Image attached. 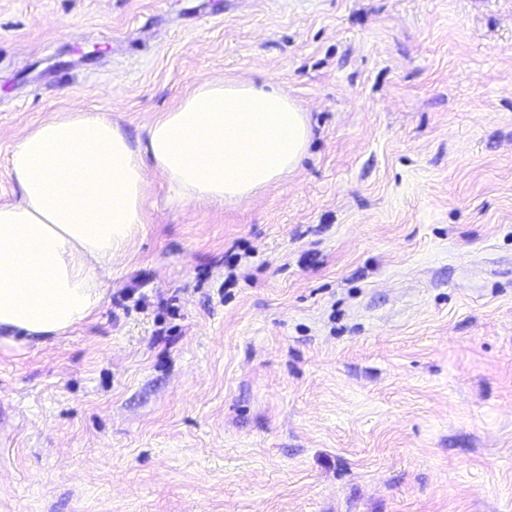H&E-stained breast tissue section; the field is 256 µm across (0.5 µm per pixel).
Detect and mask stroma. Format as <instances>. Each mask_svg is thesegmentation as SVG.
Returning a JSON list of instances; mask_svg holds the SVG:
<instances>
[{
    "mask_svg": "<svg viewBox=\"0 0 512 512\" xmlns=\"http://www.w3.org/2000/svg\"><path fill=\"white\" fill-rule=\"evenodd\" d=\"M301 168L145 226L97 315L0 346V512H512V0H0L6 158L210 78Z\"/></svg>",
    "mask_w": 512,
    "mask_h": 512,
    "instance_id": "35a3bbf8",
    "label": "stroma"
}]
</instances>
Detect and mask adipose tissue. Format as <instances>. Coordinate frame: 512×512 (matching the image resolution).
Segmentation results:
<instances>
[{
	"instance_id": "1",
	"label": "adipose tissue",
	"mask_w": 512,
	"mask_h": 512,
	"mask_svg": "<svg viewBox=\"0 0 512 512\" xmlns=\"http://www.w3.org/2000/svg\"><path fill=\"white\" fill-rule=\"evenodd\" d=\"M311 135L269 78L200 81L142 141L93 110L43 120L6 164L19 198L0 203V341L58 336L99 311L105 276L143 229L147 171L180 204L221 207L287 179Z\"/></svg>"
}]
</instances>
